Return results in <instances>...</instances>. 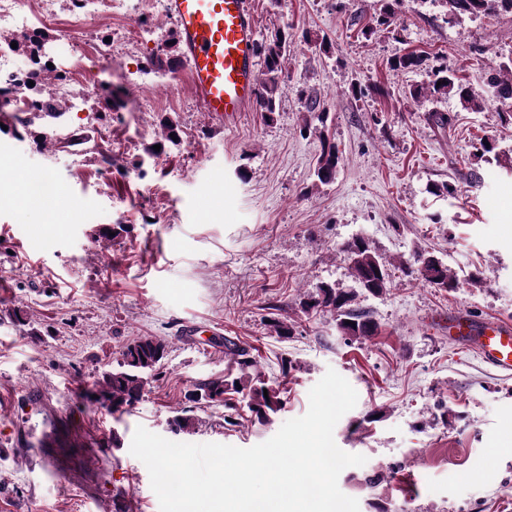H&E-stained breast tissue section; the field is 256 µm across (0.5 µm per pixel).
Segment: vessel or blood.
<instances>
[{"mask_svg": "<svg viewBox=\"0 0 512 512\" xmlns=\"http://www.w3.org/2000/svg\"><path fill=\"white\" fill-rule=\"evenodd\" d=\"M185 76L212 127L235 125L257 104L258 26L250 0H166ZM448 334L490 368L512 372V320L467 309L448 314Z\"/></svg>", "mask_w": 512, "mask_h": 512, "instance_id": "1", "label": "vessel or blood"}]
</instances>
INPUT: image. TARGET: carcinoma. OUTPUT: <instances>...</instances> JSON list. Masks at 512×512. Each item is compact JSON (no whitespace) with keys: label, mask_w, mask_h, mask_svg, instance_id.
<instances>
[{"label":"carcinoma","mask_w":512,"mask_h":512,"mask_svg":"<svg viewBox=\"0 0 512 512\" xmlns=\"http://www.w3.org/2000/svg\"><path fill=\"white\" fill-rule=\"evenodd\" d=\"M404 0H381L374 24L361 30V35L370 39L386 32L394 37L401 35L403 28L397 23ZM448 21L462 16L477 17L486 14H512V0H442ZM294 35L288 29H277L257 44L256 53L262 60V83L257 104L267 120H273L279 110L277 92L280 77L288 60V47ZM6 44L17 42V50L34 56L37 45L45 40L41 31L24 33L19 37H4ZM177 44L166 46L164 56L151 58L152 65L170 70L178 64ZM427 56L409 51L393 57L389 68L397 72H412L420 69ZM50 58L40 56L32 61L34 71L29 80L15 85L18 96L32 100L27 124L33 126L38 121L56 118L67 109L66 100L58 95L56 85L64 78V73L56 66H48ZM484 88L476 90L468 82L458 78L448 67L439 65L432 69V79L409 89V96L418 99L448 97L456 99L461 107L479 112L489 99L499 103L512 102V64L504 65L498 71L488 74L483 80ZM340 156L336 146L323 143L321 154L314 170L313 186L328 185L333 182ZM342 252L350 263L352 277L357 288L345 290L334 284L322 283L303 295L300 307L304 313L329 312L334 315L339 331L354 339L367 338L378 333V324L369 312L356 304L357 291L372 296H381L391 281L389 261L380 255L362 237L345 242ZM404 273L444 291H454L458 281L450 273L448 265L428 252L417 253L414 262L402 266ZM168 353V344L156 336H141L129 343L122 352L117 366L101 372L93 382L90 394H97L96 403L104 408L112 406V413H128L142 398L146 387L158 375L162 362ZM224 357L230 366L222 375H212L194 383V389L185 398L198 405L224 408V423H236L235 415L247 409L251 417L263 424L270 421L271 415L284 406L282 397L283 380L288 378L295 365L288 358L281 359V378L266 375L259 361L251 353L228 338L224 339Z\"/></svg>","instance_id":"carcinoma-1"}]
</instances>
